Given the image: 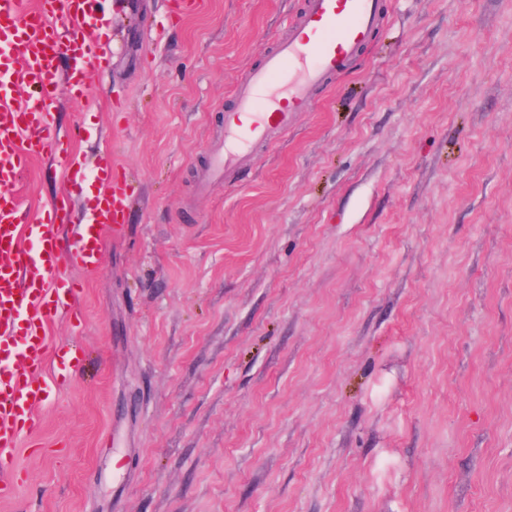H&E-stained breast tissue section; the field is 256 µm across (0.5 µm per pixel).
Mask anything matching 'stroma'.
<instances>
[{"instance_id": "35a3bbf8", "label": "stroma", "mask_w": 512, "mask_h": 512, "mask_svg": "<svg viewBox=\"0 0 512 512\" xmlns=\"http://www.w3.org/2000/svg\"><path fill=\"white\" fill-rule=\"evenodd\" d=\"M303 0H105L81 167L13 190L92 208L133 178L46 363L85 353L0 512H512V0H387L364 56L231 182L234 85Z\"/></svg>"}]
</instances>
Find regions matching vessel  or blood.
Returning <instances> with one entry per match:
<instances>
[{"instance_id":"1","label":"vessel or blood","mask_w":512,"mask_h":512,"mask_svg":"<svg viewBox=\"0 0 512 512\" xmlns=\"http://www.w3.org/2000/svg\"><path fill=\"white\" fill-rule=\"evenodd\" d=\"M103 0H0V498L18 484L23 433L42 426L41 411L81 364L79 352L45 369L48 331L79 290L71 270L98 271L105 235L119 231L131 203L128 181L110 151L95 168L97 203L72 224L73 200L62 195L37 217L20 209L7 187L36 157L76 160L74 134L54 127L53 91L67 85L88 95L108 65V47L94 38L108 23ZM385 0H304L262 64L237 82L224 114V141L210 148L209 171L231 178L249 166L258 145L276 143L309 111L328 80L346 74L384 18ZM69 236H60L62 224Z\"/></svg>"}]
</instances>
